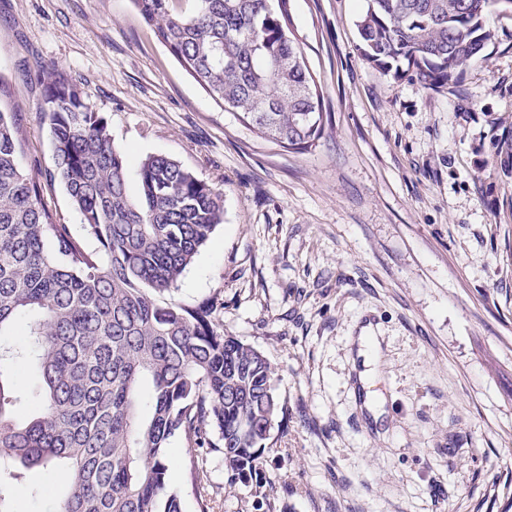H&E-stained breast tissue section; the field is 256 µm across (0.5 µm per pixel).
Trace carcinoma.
I'll use <instances>...</instances> for the list:
<instances>
[{
  "mask_svg": "<svg viewBox=\"0 0 512 512\" xmlns=\"http://www.w3.org/2000/svg\"><path fill=\"white\" fill-rule=\"evenodd\" d=\"M157 39L224 110L261 137L310 150L324 129L320 95L292 38L288 0H132ZM498 0H367L360 49L384 73L411 70L426 85L458 80L493 34ZM40 111L55 168L87 251L44 207L19 162L15 114L0 107V509L22 471L62 468L56 512H182L169 490L168 445L221 434L231 475L260 476L265 442L281 426L275 368L215 327L214 305L165 302L223 222L222 194L179 162L150 155L128 193V154L82 87L43 67ZM26 318V346L5 340ZM19 360L37 370L38 414L4 383Z\"/></svg>",
  "mask_w": 512,
  "mask_h": 512,
  "instance_id": "cac0c4a2",
  "label": "carcinoma"
}]
</instances>
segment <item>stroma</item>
Masks as SVG:
<instances>
[{
  "label": "stroma",
  "instance_id": "stroma-1",
  "mask_svg": "<svg viewBox=\"0 0 512 512\" xmlns=\"http://www.w3.org/2000/svg\"><path fill=\"white\" fill-rule=\"evenodd\" d=\"M365 6L288 0L326 114L303 151L217 105L131 0H0V104L57 223L97 250L49 178L42 66L80 82L131 151V195L150 155L223 195L168 297L213 302L218 330L275 366L287 425L246 483L218 428L208 448L172 438L183 512H512V12L489 14L492 41L431 89L361 54ZM65 489L34 468L7 508L55 512Z\"/></svg>",
  "mask_w": 512,
  "mask_h": 512
}]
</instances>
